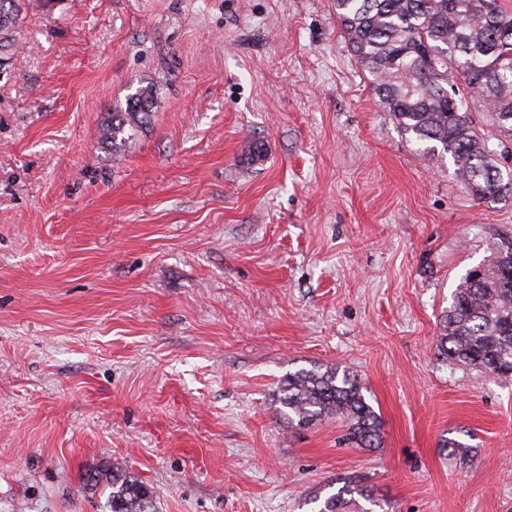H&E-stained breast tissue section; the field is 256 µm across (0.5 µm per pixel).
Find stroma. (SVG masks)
I'll use <instances>...</instances> for the list:
<instances>
[{
  "mask_svg": "<svg viewBox=\"0 0 512 512\" xmlns=\"http://www.w3.org/2000/svg\"><path fill=\"white\" fill-rule=\"evenodd\" d=\"M0 43V512H512V379L435 348L512 199L402 135L332 0H16ZM154 91L120 149L102 127ZM355 374L380 447L279 411ZM458 449L444 447V440ZM100 476L90 485L92 476ZM111 483V512H153V494L141 479L115 466ZM355 494L365 501L373 503L372 505H377L373 501L372 492L368 487L360 486L356 481H349L339 492L326 498L319 512H376L375 510H367L359 506L354 499ZM345 495H349L350 498H346Z\"/></svg>",
  "mask_w": 512,
  "mask_h": 512,
  "instance_id": "35a3bbf8",
  "label": "stroma"
}]
</instances>
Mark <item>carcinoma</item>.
<instances>
[{"label": "carcinoma", "mask_w": 512, "mask_h": 512, "mask_svg": "<svg viewBox=\"0 0 512 512\" xmlns=\"http://www.w3.org/2000/svg\"><path fill=\"white\" fill-rule=\"evenodd\" d=\"M342 33L373 91L404 134L442 150L474 199L512 196V14L497 0H333ZM483 103L490 130L468 111L454 78ZM152 89L141 88L126 108L112 113L102 138L112 145L151 122ZM497 146H491V140ZM436 349L448 362L512 377V237H497L469 269L443 311ZM280 411L300 427L334 419L346 439L376 448L381 418L359 380L330 367L288 374ZM111 512H153V494L120 466L112 469ZM373 501L366 486L350 481L326 498L319 512H368L354 496Z\"/></svg>", "instance_id": "1"}]
</instances>
